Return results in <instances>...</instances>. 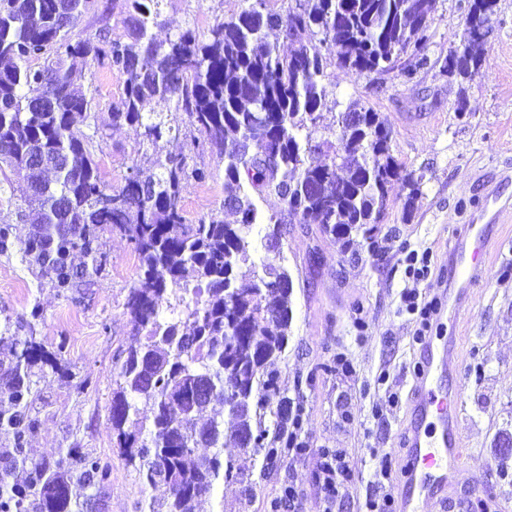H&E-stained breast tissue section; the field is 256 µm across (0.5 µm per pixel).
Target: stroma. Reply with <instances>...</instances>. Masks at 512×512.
<instances>
[{
	"instance_id": "35a3bbf8",
	"label": "stroma",
	"mask_w": 512,
	"mask_h": 512,
	"mask_svg": "<svg viewBox=\"0 0 512 512\" xmlns=\"http://www.w3.org/2000/svg\"><path fill=\"white\" fill-rule=\"evenodd\" d=\"M249 2L162 0L153 33L160 41L186 26L203 33ZM465 6L466 0H436L430 59L445 57L456 46ZM123 17L119 0H95L71 35L86 37L105 24L122 33ZM480 55V74L463 93L454 80L429 67L409 80L395 70L359 75L338 67L335 56L323 51L329 100L340 112L357 101L381 113L395 158L423 173L421 193L408 212L406 190L392 187V204L374 250L362 235L345 245L323 235L318 225L297 223L288 225L279 248H270L265 220L279 213L281 204L272 195L253 196L262 221L252 230L249 261L273 260L288 269L294 282L288 347L276 369L281 395L303 406L299 438L309 451L268 458L232 448L240 478L219 484L195 512H271L272 501L290 483L301 493L298 512H321L322 448L347 449L354 482L346 512H356L373 489L371 450L404 448L417 349L415 316L401 293L412 287L429 296L446 288L453 236L483 206L486 189L512 198V0H496ZM75 87L94 101L95 157L105 183L124 185L144 154H183L215 174L186 188L187 220L221 206L224 161L211 149H194L189 125L146 147L130 127L112 123L111 106L122 88L116 72L105 65H77ZM462 98L467 101L463 113L457 110ZM24 195L19 177L0 174V227L9 229L7 246L0 249V352L32 338L48 350H62L68 367L64 374L32 371L31 413L37 424L28 446L48 458L66 448H84L109 464L111 484L92 512H148L149 504L163 503L166 492L145 483L120 454L110 417L117 356L136 342L124 303L138 275V258L125 237L103 232L98 273L76 278L68 290L56 288L23 253L31 231L18 216ZM510 241L512 209L499 215L485 266L456 329L466 468L472 481L491 479L488 489L468 491L472 500L484 502L483 512H512V471L505 469L512 454L498 450L500 437L512 434V254L504 248ZM413 249L431 255L428 280L414 281L407 270L405 256ZM340 353L351 361L352 372L337 371ZM392 394L398 395V405L389 404ZM376 409L382 412L377 419L372 416Z\"/></svg>"
}]
</instances>
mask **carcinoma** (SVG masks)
I'll return each mask as SVG.
<instances>
[{
  "mask_svg": "<svg viewBox=\"0 0 512 512\" xmlns=\"http://www.w3.org/2000/svg\"><path fill=\"white\" fill-rule=\"evenodd\" d=\"M125 32L105 28L95 38L70 36L94 0H0V166L35 186L22 215L34 224L24 244L58 287L75 279L68 265L80 251L100 268L99 234H119L133 245L139 274L125 310L133 335L146 342L126 351L112 392L111 420L120 453L150 485L163 484L166 512H189L239 469L224 457V425L235 439L250 435L253 450L270 456L268 436L283 441L288 398L268 410L279 393L271 366L288 344L293 281L268 262L242 270L257 211L250 193L276 196L282 208L269 218L270 239L283 235L288 219L318 224L322 234L348 241L352 233L375 245L390 205L389 187L409 189L405 206L420 191L424 174L407 171L391 153V132L380 113L357 102L338 113L316 139L328 110L321 47L339 67L370 75L395 68L412 78L429 64L430 14L435 0H295L275 10L253 0L237 17L220 21L202 39L187 26L159 42L152 29L160 0H125ZM496 0H468L458 45L434 62L441 76L470 82L480 70L475 46L488 32ZM277 30L284 50L268 40ZM320 35L308 44L299 31ZM46 64L33 69L30 61ZM106 62L123 79L112 104V124L131 127L142 143L178 131L175 118L147 110L153 100L174 104L198 133L195 144H215L224 158L226 200L241 214L227 224L218 211L187 223L183 192L213 172L186 158H149L133 168L122 187L101 178L93 140L77 126L90 118L92 102L74 91L69 61ZM332 156L318 163L325 145ZM60 158L54 182L45 180L35 155ZM208 297L201 298L202 291ZM184 301L185 319L162 320L169 296ZM190 328L193 344L183 340ZM63 370L64 359L31 340L12 350L4 390L13 410L0 412V430L13 447L0 450V512H75L79 489L105 492L108 464L79 448L52 461L26 447L34 424L29 376L33 368ZM151 413L141 420L139 403ZM271 420H266L265 416ZM216 449L194 457L195 448Z\"/></svg>",
  "mask_w": 512,
  "mask_h": 512,
  "instance_id": "obj_1",
  "label": "carcinoma"
}]
</instances>
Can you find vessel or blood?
I'll use <instances>...</instances> for the list:
<instances>
[{
	"label": "vessel or blood",
	"mask_w": 512,
	"mask_h": 512,
	"mask_svg": "<svg viewBox=\"0 0 512 512\" xmlns=\"http://www.w3.org/2000/svg\"><path fill=\"white\" fill-rule=\"evenodd\" d=\"M495 219V213H488L486 223L467 225L456 237L448 266L452 287L442 300L451 318L465 310L491 244L488 224ZM457 342L454 335H435L419 350L415 395L405 427L406 449L395 482L397 512H422L433 500L447 506L455 502L458 487L467 483L465 443L456 429L459 394L443 383L458 373Z\"/></svg>",
	"instance_id": "b4317fda"
}]
</instances>
